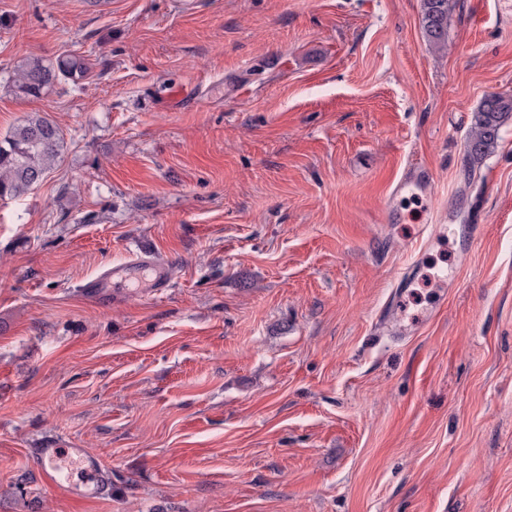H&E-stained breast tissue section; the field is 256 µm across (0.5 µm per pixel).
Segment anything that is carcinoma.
<instances>
[{"instance_id":"cac0c4a2","label":"carcinoma","mask_w":512,"mask_h":512,"mask_svg":"<svg viewBox=\"0 0 512 512\" xmlns=\"http://www.w3.org/2000/svg\"><path fill=\"white\" fill-rule=\"evenodd\" d=\"M422 23L430 44L442 50L448 44V0H423ZM87 66L80 56L60 58L46 63L27 57L12 77L13 90L23 96L37 97L60 79L76 82L85 77ZM512 117V94L486 95L473 111L465 151L471 164L481 162L495 148L501 128ZM63 149L59 127L35 113L15 125L0 138V199L18 198L41 183L55 168Z\"/></svg>"}]
</instances>
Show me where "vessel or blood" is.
<instances>
[{"label":"vessel or blood","instance_id":"1","mask_svg":"<svg viewBox=\"0 0 512 512\" xmlns=\"http://www.w3.org/2000/svg\"><path fill=\"white\" fill-rule=\"evenodd\" d=\"M432 173L422 165H412L393 185L390 195L409 193L428 196ZM172 284L170 265L150 258L146 248H138L121 263L104 267L83 280L80 292L97 301L118 300L139 292L160 295ZM36 467L49 475L76 498L93 500L104 495L107 464L83 448H39L33 454Z\"/></svg>","mask_w":512,"mask_h":512}]
</instances>
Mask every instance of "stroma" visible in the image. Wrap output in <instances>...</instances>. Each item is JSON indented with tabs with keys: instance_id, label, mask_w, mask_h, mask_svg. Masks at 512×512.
Wrapping results in <instances>:
<instances>
[{
	"instance_id": "1",
	"label": "stroma",
	"mask_w": 512,
	"mask_h": 512,
	"mask_svg": "<svg viewBox=\"0 0 512 512\" xmlns=\"http://www.w3.org/2000/svg\"><path fill=\"white\" fill-rule=\"evenodd\" d=\"M422 6L0 0V137L37 112L65 141L0 199V512H512V119L464 147L512 94V0H449L443 51ZM69 54L85 79L14 93ZM412 162L426 211L388 198ZM140 243L163 295L79 293ZM87 66L81 56L59 58L55 64L38 57H27L17 66L12 77L16 94L37 97L51 89L58 80L77 82L85 77ZM512 117V94L486 95L473 111L465 151L472 165L480 163L495 148L501 128ZM32 456L36 467L71 496L93 500L104 495L108 466L85 448H36ZM75 468L82 473V478L76 481L71 475Z\"/></svg>"
}]
</instances>
